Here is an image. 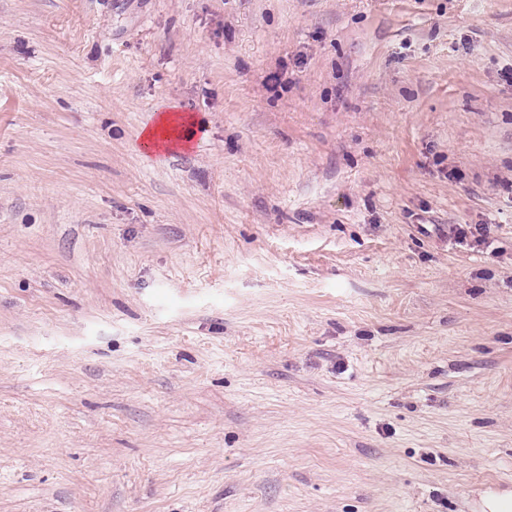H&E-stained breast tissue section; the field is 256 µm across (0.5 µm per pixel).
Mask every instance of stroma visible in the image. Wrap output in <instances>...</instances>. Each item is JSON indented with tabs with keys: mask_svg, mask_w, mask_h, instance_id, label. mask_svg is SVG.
<instances>
[{
	"mask_svg": "<svg viewBox=\"0 0 512 512\" xmlns=\"http://www.w3.org/2000/svg\"><path fill=\"white\" fill-rule=\"evenodd\" d=\"M510 68L512 0H0V512L512 492ZM192 124L191 116L181 112L171 110L161 112L154 124L147 127L141 134L139 149L148 155L170 152L177 148L187 149L191 139L189 126Z\"/></svg>",
	"mask_w": 512,
	"mask_h": 512,
	"instance_id": "1",
	"label": "stroma"
}]
</instances>
